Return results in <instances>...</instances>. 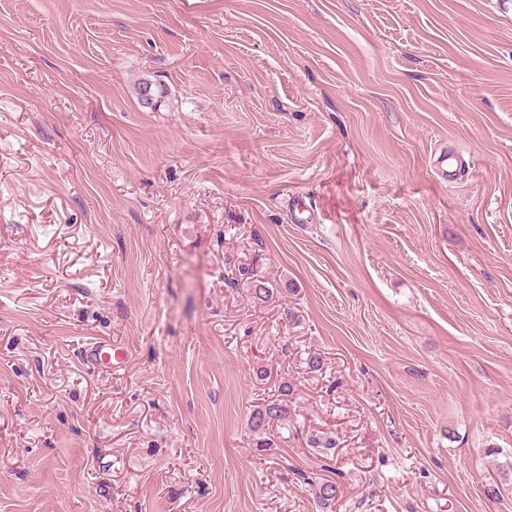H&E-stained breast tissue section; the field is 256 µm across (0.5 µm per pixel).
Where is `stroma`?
<instances>
[{
	"label": "stroma",
	"instance_id": "1",
	"mask_svg": "<svg viewBox=\"0 0 512 512\" xmlns=\"http://www.w3.org/2000/svg\"><path fill=\"white\" fill-rule=\"evenodd\" d=\"M0 512H512V0H0ZM136 91L139 103L143 107L151 110H157V108L165 102V98H167L169 92L165 84L159 81L150 80L140 81L137 85ZM148 94L152 96V102L149 105L145 104V99ZM239 272L240 275L243 276L244 281L240 283L238 281H231V283H233V285L237 284L239 286L241 285L243 288H247L254 303L268 302L273 298L275 288L276 293H280L279 291L281 288H285L288 291H292L294 288V284L290 281H280V284H274L271 281H267L265 277L257 275L253 268L250 269L243 267ZM81 356L93 364L103 365L109 369H121L125 364L126 355L118 352L117 349H112V344L106 341H91L81 350ZM286 405V404H285ZM282 401L272 400L264 405H258L250 416V430L256 437V446L264 448L267 446L265 436L266 430L274 420H286L288 417V409Z\"/></svg>",
	"mask_w": 512,
	"mask_h": 512
}]
</instances>
